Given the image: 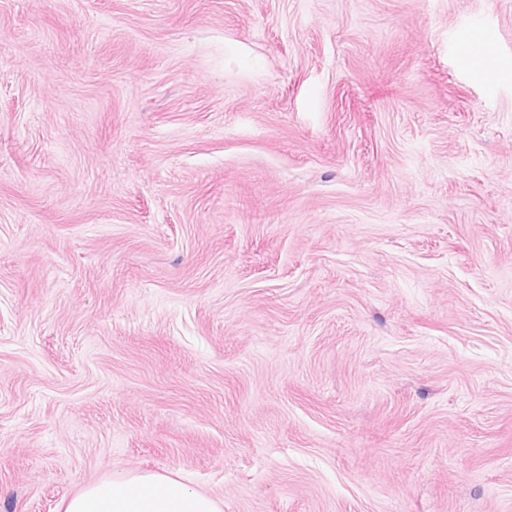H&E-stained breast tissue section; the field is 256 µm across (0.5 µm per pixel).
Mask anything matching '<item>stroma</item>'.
Segmentation results:
<instances>
[{"label":"stroma","mask_w":512,"mask_h":512,"mask_svg":"<svg viewBox=\"0 0 512 512\" xmlns=\"http://www.w3.org/2000/svg\"><path fill=\"white\" fill-rule=\"evenodd\" d=\"M127 472L512 512V0H0V512Z\"/></svg>","instance_id":"obj_1"}]
</instances>
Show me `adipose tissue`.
Instances as JSON below:
<instances>
[{
  "instance_id": "ef3b65f1",
  "label": "adipose tissue",
  "mask_w": 512,
  "mask_h": 512,
  "mask_svg": "<svg viewBox=\"0 0 512 512\" xmlns=\"http://www.w3.org/2000/svg\"><path fill=\"white\" fill-rule=\"evenodd\" d=\"M63 512H224L219 499L166 474L124 473L85 485Z\"/></svg>"
}]
</instances>
